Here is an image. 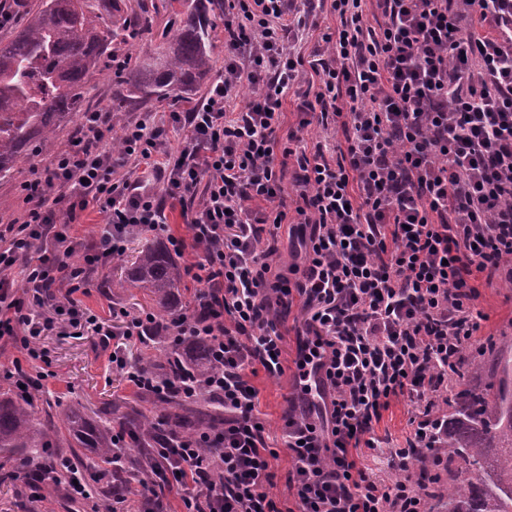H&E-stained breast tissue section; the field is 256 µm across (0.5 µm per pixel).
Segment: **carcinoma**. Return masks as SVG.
<instances>
[{
  "label": "carcinoma",
  "mask_w": 512,
  "mask_h": 512,
  "mask_svg": "<svg viewBox=\"0 0 512 512\" xmlns=\"http://www.w3.org/2000/svg\"><path fill=\"white\" fill-rule=\"evenodd\" d=\"M176 25L161 34L149 58L119 52L150 29L145 0L120 5V0H39L27 12L24 26L0 40V180L11 177L19 159L35 142L45 143L65 122L88 111L82 89L94 73L121 58V80L112 89V112H123L132 98L161 101L171 94L189 99L200 80L213 71L215 23L224 0H167ZM183 272L167 246L158 240L143 244L125 282L149 295L171 315ZM160 319L148 333L162 355L140 358L137 365L154 377L201 380L212 368L211 338L185 336L175 342ZM468 381L451 391L445 470L448 492H433L438 512H512V342H502L478 358L463 356ZM94 422L77 407L65 414L62 426L36 416L33 397L0 391V456L23 462L61 455L71 464L93 466L112 459V422L132 427L140 436L138 454H149L146 437L155 429L189 435L224 421V401L204 393L192 401L173 393L151 418L126 413ZM467 477L457 482L456 465Z\"/></svg>",
  "instance_id": "obj_1"
}]
</instances>
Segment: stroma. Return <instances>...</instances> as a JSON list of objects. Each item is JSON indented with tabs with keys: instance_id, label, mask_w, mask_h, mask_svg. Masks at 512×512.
Wrapping results in <instances>:
<instances>
[{
	"instance_id": "obj_1",
	"label": "stroma",
	"mask_w": 512,
	"mask_h": 512,
	"mask_svg": "<svg viewBox=\"0 0 512 512\" xmlns=\"http://www.w3.org/2000/svg\"><path fill=\"white\" fill-rule=\"evenodd\" d=\"M73 125L62 126L53 141L34 144L28 157L22 158L12 178L0 181V219L15 215L22 205L20 187L33 177V170L50 163L55 153L64 147ZM124 277L120 266L113 265L90 277L89 292L81 296V304L91 313L114 328H121V319L112 315L113 310L130 312L150 310V297L136 288L120 287ZM481 297L478 307L487 315L486 333L493 337L512 336V284L496 281L480 284ZM92 336L86 330L58 324L44 332L40 344L48 360L30 366V373H43L44 379L35 404L38 412H50L54 422H61L68 405L81 408L89 419H97L103 407L115 404L139 406L144 412L155 411L151 397L136 394L119 374L113 370L107 353L95 352ZM285 372L281 377L270 378L258 373L252 382L259 390V410L273 439H280L283 416L288 400L295 393L293 372L295 366L296 336L287 334L285 340ZM76 505L69 501L64 488H57L47 500L35 502L22 481L0 484V512H75Z\"/></svg>"
}]
</instances>
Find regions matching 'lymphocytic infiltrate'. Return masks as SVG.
Instances as JSON below:
<instances>
[{
	"label": "lymphocytic infiltrate",
	"mask_w": 512,
	"mask_h": 512,
	"mask_svg": "<svg viewBox=\"0 0 512 512\" xmlns=\"http://www.w3.org/2000/svg\"><path fill=\"white\" fill-rule=\"evenodd\" d=\"M325 3L340 25L304 60L296 44ZM245 83L254 95L239 109ZM290 91L300 119L282 143ZM314 124L323 136L310 145ZM112 129L111 113H85L0 226V339L45 362L38 338L54 319L35 311L48 305L108 350L113 329L75 298L90 275L135 229L196 250L185 269L196 306L170 324L213 337L214 372L184 391L219 394L224 424L152 450L137 512H172L175 498L183 512H281L267 490L279 454L250 376L283 375L291 319L290 512H429L406 470L416 453L441 465L454 363L486 343L473 280L512 282V0H224V74L202 101ZM94 204L109 229L87 242L71 229ZM170 204L189 237L169 233ZM402 400L410 430L390 455L403 475L386 484L361 451L381 446L375 427Z\"/></svg>",
	"instance_id": "obj_1"
}]
</instances>
